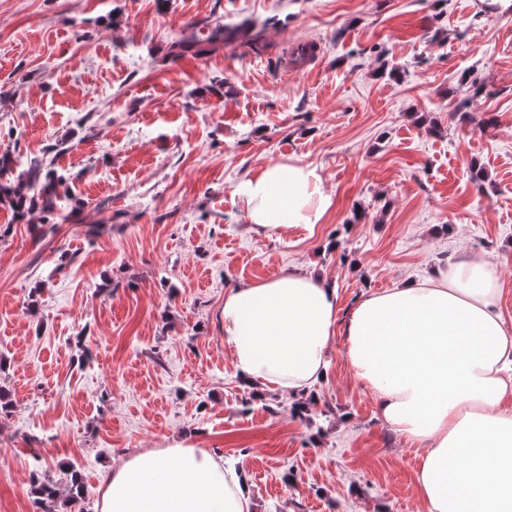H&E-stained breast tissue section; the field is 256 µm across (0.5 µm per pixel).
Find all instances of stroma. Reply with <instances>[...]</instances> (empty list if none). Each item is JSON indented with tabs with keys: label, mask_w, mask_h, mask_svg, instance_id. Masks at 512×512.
<instances>
[{
	"label": "stroma",
	"mask_w": 512,
	"mask_h": 512,
	"mask_svg": "<svg viewBox=\"0 0 512 512\" xmlns=\"http://www.w3.org/2000/svg\"><path fill=\"white\" fill-rule=\"evenodd\" d=\"M245 21L256 44L211 41ZM302 42L319 57L287 70ZM3 155L71 192L0 205V512L69 467L97 512L105 468L186 437L246 470L251 512H418L421 451L342 337L300 416L236 375L220 312L286 267L344 311L477 258L512 329V0H0ZM271 164L317 168L321 224L252 231L237 187Z\"/></svg>",
	"instance_id": "35a3bbf8"
}]
</instances>
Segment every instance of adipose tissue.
<instances>
[{
    "mask_svg": "<svg viewBox=\"0 0 512 512\" xmlns=\"http://www.w3.org/2000/svg\"><path fill=\"white\" fill-rule=\"evenodd\" d=\"M317 169L269 165L238 186L251 229L320 223L331 207ZM499 280L466 260L339 312L335 285L285 269L224 296L222 339L247 382L299 397L326 379L344 336L352 377L389 429L424 452L419 512H512V331ZM246 479L221 454L180 440L128 456L101 480L99 512H249Z\"/></svg>",
    "mask_w": 512,
    "mask_h": 512,
    "instance_id": "adipose-tissue-1",
    "label": "adipose tissue"
}]
</instances>
